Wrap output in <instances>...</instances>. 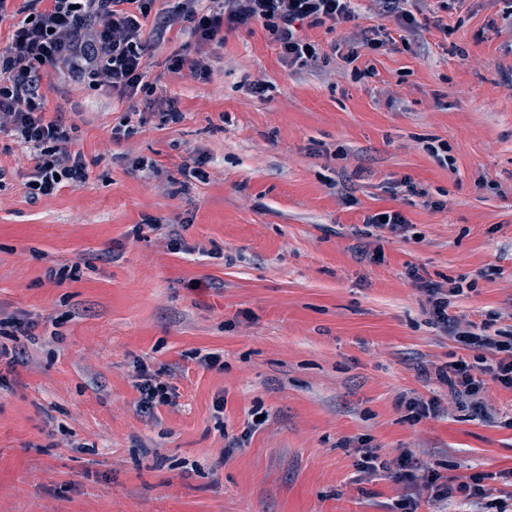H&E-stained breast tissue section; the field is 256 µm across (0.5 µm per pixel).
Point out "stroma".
Returning a JSON list of instances; mask_svg holds the SVG:
<instances>
[{"label":"stroma","instance_id":"35a3bbf8","mask_svg":"<svg viewBox=\"0 0 512 512\" xmlns=\"http://www.w3.org/2000/svg\"><path fill=\"white\" fill-rule=\"evenodd\" d=\"M406 7L405 32L355 0L306 29L301 68L255 24L225 29L208 80L177 78L167 57L196 44L175 28L149 52L152 96L54 84L89 178L34 203L0 133V318L33 325L0 335V512H391L411 488L364 476L362 446L420 478L512 469V390L487 382L484 419L422 380L475 351L407 275L462 285L452 318L512 332V24L505 0ZM169 97L184 118L164 125L147 102ZM129 112L146 118L113 138ZM383 211L406 228L365 225ZM140 360L173 404L140 410ZM416 397L440 414L413 420Z\"/></svg>","mask_w":512,"mask_h":512}]
</instances>
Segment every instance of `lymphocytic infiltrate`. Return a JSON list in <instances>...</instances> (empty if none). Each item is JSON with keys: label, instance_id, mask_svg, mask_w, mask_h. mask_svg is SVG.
Masks as SVG:
<instances>
[{"label": "lymphocytic infiltrate", "instance_id": "f902f5d3", "mask_svg": "<svg viewBox=\"0 0 512 512\" xmlns=\"http://www.w3.org/2000/svg\"><path fill=\"white\" fill-rule=\"evenodd\" d=\"M352 0H219L217 7L203 0H176L172 10L152 15L154 0H24L31 21H20L0 49V117H8L7 131L24 145L33 161L25 187L29 199L56 192L63 184L85 182L88 169L81 153L71 151L77 125L52 114L49 71L73 76L118 98L151 93L146 82L145 56L151 43L147 20L164 28L184 25L201 46L223 43L225 28L262 24L274 35L283 60L305 66L311 43L305 26L351 21ZM456 340L482 349L477 363L466 359L421 370L447 386L459 404L481 410L479 395L486 381L512 390V340H499L472 331H459ZM483 377H475V368ZM431 497L442 501L461 494L471 512H512V502L494 496L481 474L451 483L440 474L427 479Z\"/></svg>", "mask_w": 512, "mask_h": 512}]
</instances>
